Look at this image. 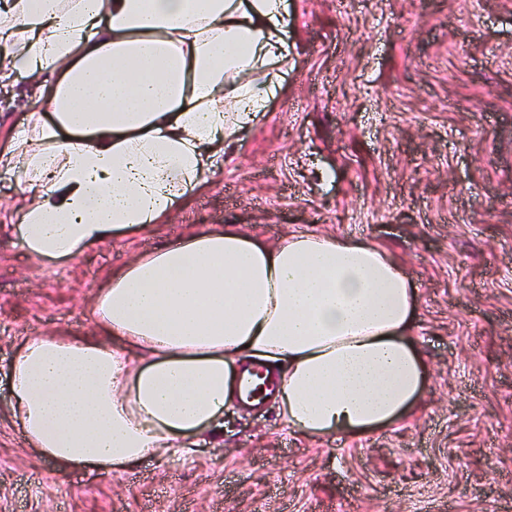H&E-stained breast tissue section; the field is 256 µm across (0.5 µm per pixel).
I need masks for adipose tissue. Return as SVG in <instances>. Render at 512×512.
<instances>
[{
    "label": "adipose tissue",
    "instance_id": "adipose-tissue-1",
    "mask_svg": "<svg viewBox=\"0 0 512 512\" xmlns=\"http://www.w3.org/2000/svg\"><path fill=\"white\" fill-rule=\"evenodd\" d=\"M287 28L288 0H0V87L22 76L42 103L0 153L25 252L72 259L163 221L267 108ZM415 309L377 246L202 230L113 272L97 335L22 340L11 417L61 467L125 471L216 437L237 366L259 361L289 428L365 436L424 389Z\"/></svg>",
    "mask_w": 512,
    "mask_h": 512
}]
</instances>
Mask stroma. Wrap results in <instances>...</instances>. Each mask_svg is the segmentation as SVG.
I'll return each mask as SVG.
<instances>
[{
    "instance_id": "stroma-1",
    "label": "stroma",
    "mask_w": 512,
    "mask_h": 512,
    "mask_svg": "<svg viewBox=\"0 0 512 512\" xmlns=\"http://www.w3.org/2000/svg\"><path fill=\"white\" fill-rule=\"evenodd\" d=\"M265 112L161 223L71 260L20 245L0 170V512H512V0H288ZM40 105L0 94V152ZM371 242L417 290L425 390L404 422L312 440L276 405L131 470L61 469L10 418L28 336L92 333L112 271L207 227Z\"/></svg>"
}]
</instances>
